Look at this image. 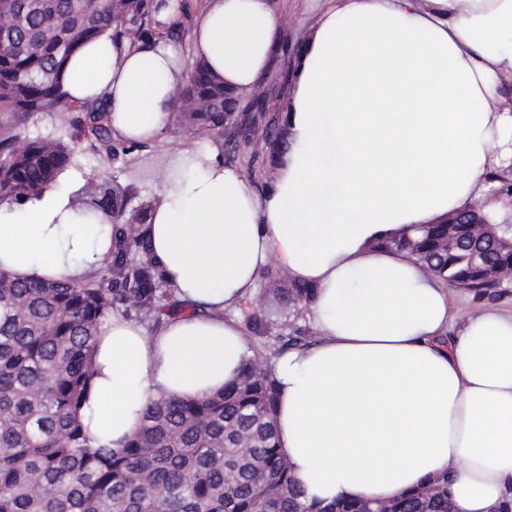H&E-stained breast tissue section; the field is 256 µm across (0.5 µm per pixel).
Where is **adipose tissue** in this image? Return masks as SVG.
I'll return each instance as SVG.
<instances>
[{"instance_id":"obj_1","label":"adipose tissue","mask_w":512,"mask_h":512,"mask_svg":"<svg viewBox=\"0 0 512 512\" xmlns=\"http://www.w3.org/2000/svg\"><path fill=\"white\" fill-rule=\"evenodd\" d=\"M279 25L268 0H208L194 53L241 92L268 68ZM184 61L160 40H93L63 89L106 98L127 143L156 138ZM512 0H342L318 22L288 114V152L256 195L217 155H191L145 225L189 314L147 331L107 313L79 412L93 447L119 448L145 405L233 383L253 352L227 309L277 263L312 288L308 346L273 359L277 440L306 502L388 500L448 478L456 512L512 503V311L451 312L448 285L381 241L483 209L490 170L512 169ZM0 204V269L84 280L112 227L73 212L63 184Z\"/></svg>"}]
</instances>
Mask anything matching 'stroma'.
Listing matches in <instances>:
<instances>
[{"label":"stroma","mask_w":512,"mask_h":512,"mask_svg":"<svg viewBox=\"0 0 512 512\" xmlns=\"http://www.w3.org/2000/svg\"><path fill=\"white\" fill-rule=\"evenodd\" d=\"M336 0H272L280 26V42L267 70L256 86L269 100L259 107L251 92L239 96L234 111L224 117L223 135L203 130L198 135L184 132L177 119H170L161 138L134 146L132 150L102 164L93 152L77 155L72 171L77 179L95 177L117 180L128 187L135 201L159 196L173 181L172 170L186 151L217 149L225 166L239 170L259 194L271 188L282 147L288 135L287 114L294 92L299 60L322 14L335 7ZM162 169V176L145 178L146 169ZM288 276L277 264L260 273L252 297L241 304L236 314L241 319L260 313L271 321L288 323L289 305L279 298L278 289L289 287Z\"/></svg>","instance_id":"obj_1"}]
</instances>
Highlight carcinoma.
I'll use <instances>...</instances> for the list:
<instances>
[{"label":"carcinoma","mask_w":512,"mask_h":512,"mask_svg":"<svg viewBox=\"0 0 512 512\" xmlns=\"http://www.w3.org/2000/svg\"><path fill=\"white\" fill-rule=\"evenodd\" d=\"M0 0V202L18 206L57 183L84 147L105 161L119 154L105 100L76 105L63 91L69 57L107 36L139 45L173 40L184 9L156 19L165 0ZM232 92L194 60L172 114L195 134L224 133V101ZM47 114L54 132L30 135L29 120ZM87 219L112 225L113 245L98 277L20 281L0 270V512H365L362 500L328 505L302 500L277 448L276 389L263 350L281 353L311 342L298 325L313 289H288L291 323L273 334L264 318L259 342L238 379L194 400L147 403L137 432L118 449L95 448L77 413L92 381L101 318L112 310L158 328L186 309L167 286L144 234L116 224L113 186L87 178L71 195ZM454 246L444 248L448 231ZM433 257V272L452 287L483 294L487 269L512 267V225L482 212H461L423 228L420 238L381 243ZM448 512V481L375 510Z\"/></svg>","instance_id":"1"}]
</instances>
